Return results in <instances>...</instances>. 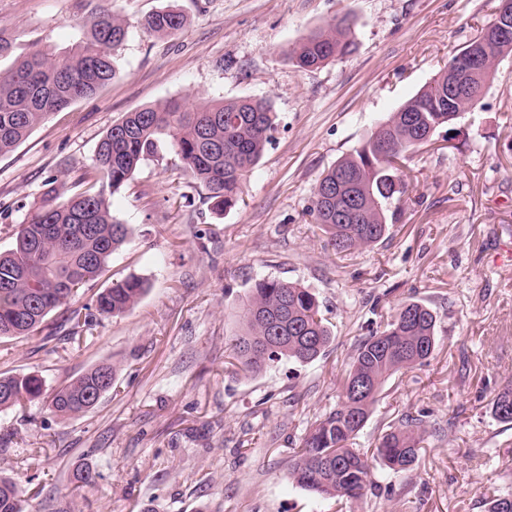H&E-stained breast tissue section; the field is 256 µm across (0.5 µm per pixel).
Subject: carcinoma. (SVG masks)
<instances>
[{"instance_id":"cac0c4a2","label":"carcinoma","mask_w":512,"mask_h":512,"mask_svg":"<svg viewBox=\"0 0 512 512\" xmlns=\"http://www.w3.org/2000/svg\"><path fill=\"white\" fill-rule=\"evenodd\" d=\"M186 24L174 5L143 21L147 32L168 37ZM83 37L69 50L50 46L16 58L0 71V156L12 152L49 115L95 95L116 77L114 52L128 34L116 15L91 16ZM350 20L321 26L295 43L289 57L304 70H315L350 53ZM512 56V43L490 48L486 73L471 79L481 96L500 61ZM448 70L381 121L353 152L324 171L309 210L338 254L371 247L397 223L401 194L395 163L417 147L428 132L452 127L448 119ZM275 129L271 105L261 99L200 100L171 98L127 112L97 145L98 179L67 197L48 181L40 199L13 227L12 248L0 252V339L32 336L47 317L69 303L86 284L97 280L130 229L112 211L109 196L120 191L142 160L166 137L184 168L208 192L213 208L234 207L248 174L259 163ZM361 210L339 222L336 208L349 197ZM148 291L146 279L130 275L96 295L95 309L119 316ZM239 330L230 339L233 358L247 373L288 360L310 364L324 356L332 341L330 323L314 293L296 282L256 281L237 311ZM436 316L425 304L404 302L383 328L358 340L352 362L340 381L334 408L316 419L288 464L289 481L322 499L359 500L372 486L367 453L354 441L373 414L386 383L396 374L426 364L436 340ZM117 367L98 364L48 397L51 412L64 420L93 410L112 390ZM35 376L0 372V413L42 395ZM493 415L512 423V386L493 402ZM425 413L407 415L378 439L374 455L391 472L406 475L425 441ZM0 512H24L23 490L0 476Z\"/></svg>"}]
</instances>
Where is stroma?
<instances>
[{
  "mask_svg": "<svg viewBox=\"0 0 512 512\" xmlns=\"http://www.w3.org/2000/svg\"><path fill=\"white\" fill-rule=\"evenodd\" d=\"M176 3L185 27L158 38L140 26ZM498 0H112L128 25L117 75L99 93L50 115L0 156V251L46 181L64 193L95 180L100 139L124 113L169 98L271 103L272 140L237 204L215 213L168 141L111 195L130 228L91 304L135 274L149 292L120 316L74 327L66 310L35 335L0 342V371L52 390L102 362L117 381L86 415L61 420L44 399L0 413V476L26 491L25 512H485L512 494V424L492 414L512 384V57L457 123L410 152L408 185L389 238L340 256L309 214L324 170L413 97L490 22ZM101 0H0L13 56L70 47ZM356 18L353 53L307 71L288 50L336 16ZM310 288L333 339L317 362L251 375L233 366L237 306L260 279ZM416 300L437 318L426 365L396 375L356 443L372 451L388 426L427 412L411 477L372 465V494L337 505L293 486L288 460L337 400L361 336ZM96 473L78 486L77 469Z\"/></svg>",
  "mask_w": 512,
  "mask_h": 512,
  "instance_id": "35a3bbf8",
  "label": "stroma"
}]
</instances>
